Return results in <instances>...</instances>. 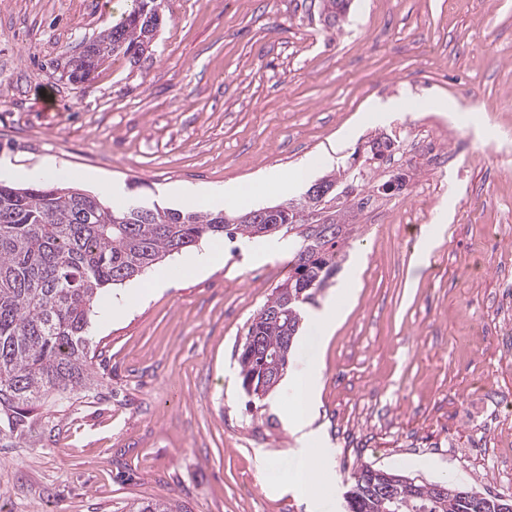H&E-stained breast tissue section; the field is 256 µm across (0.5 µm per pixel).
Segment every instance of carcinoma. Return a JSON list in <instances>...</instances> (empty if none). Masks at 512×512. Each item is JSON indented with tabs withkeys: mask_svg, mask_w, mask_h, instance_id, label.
Here are the masks:
<instances>
[{
	"mask_svg": "<svg viewBox=\"0 0 512 512\" xmlns=\"http://www.w3.org/2000/svg\"><path fill=\"white\" fill-rule=\"evenodd\" d=\"M164 0H138L120 22L67 62L69 82L83 81L119 54L141 56L162 21ZM349 0H323L331 25ZM361 173L333 174L326 201L359 185ZM306 191L300 199L271 207L262 220L239 215L170 208L109 207L98 196L57 180L17 186L0 182V413L9 433L28 427L35 403L67 402L93 389L90 328L106 289L139 278L164 258L205 238H251L273 232L298 239L288 277L254 316L238 355L243 386L271 391L281 380L300 329L302 309L315 302L340 268L348 236L327 232L302 218L318 209ZM348 512H496L500 496L467 497L448 482L443 494L405 475L363 466L352 475Z\"/></svg>",
	"mask_w": 512,
	"mask_h": 512,
	"instance_id": "1",
	"label": "carcinoma"
}]
</instances>
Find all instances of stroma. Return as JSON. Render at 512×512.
Returning a JSON list of instances; mask_svg holds the SVG:
<instances>
[{"label":"stroma","mask_w":512,"mask_h":512,"mask_svg":"<svg viewBox=\"0 0 512 512\" xmlns=\"http://www.w3.org/2000/svg\"><path fill=\"white\" fill-rule=\"evenodd\" d=\"M117 0H0V159L47 161L75 186H121L122 203L203 210L166 187L254 186L275 168L302 186L358 165L342 198L346 259L316 296L322 308L353 265L362 273L322 356L315 425L328 460L316 489L290 478L297 437L273 400L247 410L238 352L288 274L289 253L251 258L264 238L224 242L223 261L92 321L96 395L34 406L32 427L0 443V512H345L368 465L451 479L512 498L474 450L463 411L474 380L499 367L484 329L512 277V0H350L327 26L321 0H166L152 49L118 55L79 84L53 76L120 18ZM448 103L431 110L432 98ZM393 112H373L377 101ZM430 118L473 141L472 157L431 173L411 149ZM400 159H369L375 135ZM402 176V189L385 191ZM105 203L112 196L103 195ZM435 245L418 259L419 240ZM266 468H259V460Z\"/></svg>","instance_id":"35a3bbf8"}]
</instances>
